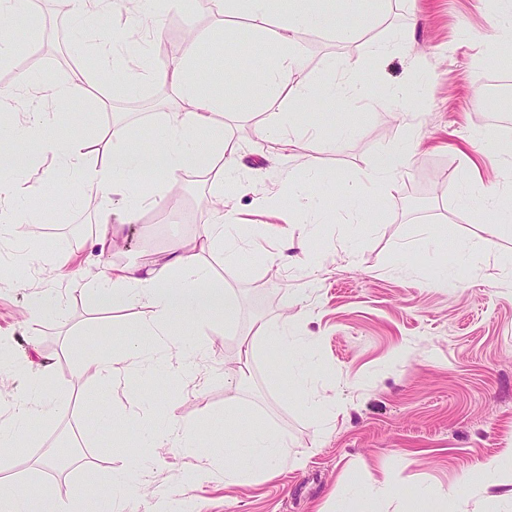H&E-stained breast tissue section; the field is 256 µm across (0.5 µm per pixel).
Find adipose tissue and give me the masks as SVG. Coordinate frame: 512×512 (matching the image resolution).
I'll use <instances>...</instances> for the list:
<instances>
[{"label": "adipose tissue", "mask_w": 512, "mask_h": 512, "mask_svg": "<svg viewBox=\"0 0 512 512\" xmlns=\"http://www.w3.org/2000/svg\"><path fill=\"white\" fill-rule=\"evenodd\" d=\"M335 0H289L288 14L280 24L273 43L274 58L264 71L269 81L291 85L298 101L306 103L326 97L346 103L353 94L362 92L363 81L356 65L346 64V81L341 85H322L305 74L297 54V41L303 28L335 26ZM157 82L171 85L190 111L165 113L156 126L154 137L127 147L131 136L127 124L112 125V148L102 164L87 161L89 144L84 140H61L53 133L48 113L38 106L50 100L68 97L81 81L80 75L59 83L31 85L19 80L18 86L31 90L36 109L17 115L8 97L0 98V133L14 138H35L56 160L57 171L77 183L86 199L97 203L101 247L116 246L119 238L113 227L112 204L121 201L139 210L144 205L159 204L166 187L177 184L180 173L197 168L216 167L212 220L203 225L199 245L181 240L170 242L165 260L149 265L116 263L100 273L90 298L104 307L148 306L151 315L125 339L115 351L81 361L79 372L95 384L87 399L96 404L102 420H111L110 410L98 402L101 391L120 381L117 363L137 367L150 336L167 335L169 321L178 319L207 323L216 312L232 316L237 301L233 293L217 282L203 253L219 249L227 263L242 256L241 249L225 246L224 237L232 224L238 223V210L231 202L234 195L248 191L249 176L241 161L240 146L224 136V102L205 93L195 67V46L187 44L182 54L170 65L155 72ZM297 122L293 112L277 113L274 122L260 130V158L270 161L289 156L294 148L291 131ZM409 148L382 154L376 163L362 172L358 180L342 176L337 180L343 200H364L367 192L378 185H391L394 176L407 165ZM31 163L30 158L13 152L0 153V236L14 228L17 213L12 205L18 193V176ZM25 373L30 385L14 401L7 420L0 422V453L9 454L17 440L30 428L33 420L56 417L74 399L72 390L52 385L53 364L24 358L15 362L0 361V378ZM145 447L160 450L179 448L196 460L185 474L189 483L210 478L215 459L211 449L202 445L201 436L172 423L148 429L143 435ZM288 438L268 431L243 433L232 445L231 453L238 463L224 469L225 484L246 482L278 474L288 464ZM0 512H69L67 506L52 494L36 498L19 492L16 483L0 479Z\"/></svg>", "instance_id": "obj_1"}]
</instances>
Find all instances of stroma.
Masks as SVG:
<instances>
[{
	"instance_id": "stroma-1",
	"label": "stroma",
	"mask_w": 512,
	"mask_h": 512,
	"mask_svg": "<svg viewBox=\"0 0 512 512\" xmlns=\"http://www.w3.org/2000/svg\"><path fill=\"white\" fill-rule=\"evenodd\" d=\"M336 14L350 34L303 31L304 68L326 83L340 76L343 62L356 63L364 93L341 106L327 99L312 104L293 134V158L265 164L254 153L257 129L271 113L293 109V93L289 86L266 84L259 66L240 62L233 43L214 34L235 31L259 55L267 51L278 18H270L258 37L246 16L211 0H184L161 20L177 50L187 25L207 33L197 48L198 73L206 90L226 101L225 132L240 144L256 190L285 200L295 164L314 169L329 186L370 168L382 152L408 142L415 148L392 187L375 191L368 212L323 194L313 201L324 209V223L288 225L289 233L306 237L319 251L317 267L298 266L296 249L273 267L232 266L221 251L208 252L215 278L235 294L238 309L206 325L172 324L175 334L208 346L199 379L171 377L161 358L149 371H129L128 384L103 397L112 410L107 424L81 400L88 382L78 366L82 358L120 347L150 310L104 308L87 291L112 263L143 262L159 257L172 238L192 240L211 217L212 183L183 177L173 200L133 219L123 203H114L112 223L123 247L103 252L94 244L96 210L71 184L52 183L51 154L16 140L17 150L35 160L21 177L15 207H41L46 217L37 260H17L11 244L0 243V336L19 357L38 348L54 363L57 380L79 395L68 412L34 422L0 464V475L24 492L38 496L50 487L71 512H84L78 489L90 470L98 478L95 497L110 499L113 472L145 452L130 401L131 391L140 390L157 393V422L192 427L208 446L224 445V403L233 401L240 432L276 427L302 461L238 486L225 485L219 468L192 486L184 474L194 458L166 449L154 484L166 499L190 501L196 512H342L356 499V487H370L386 473L399 495L370 499L365 512H438L439 494L463 479L469 495L452 501L447 512H512V489H484L480 471L512 458V272L506 267L512 224L501 223L495 211L460 204L468 179L464 152L471 153L486 185L512 188V169L493 149L512 144V49L502 45L500 29L505 7L501 0H384L377 8L364 0L350 11L338 0ZM40 16L41 27L31 31L28 11L14 14L19 44L12 61L0 66V93L13 95L22 74L39 81L68 78L70 69L60 60L64 45L53 34L61 21L79 51L84 80L69 98L49 104L56 135H103L118 115L136 139L151 138L166 104L176 100L174 90L148 80L130 88L119 75L100 76L101 38H118L122 26L139 20L136 7H116L95 30L75 16H59L52 0H45ZM395 37L401 40L398 52L376 59V46ZM399 82L412 86L414 104L394 119L376 104ZM240 93L254 101L251 112L237 111ZM106 98L112 101L108 112L99 107ZM81 216L87 230L69 241ZM434 229L440 238L431 237ZM47 284L60 304L30 318L31 289ZM292 295L302 299L293 309V334L314 343L308 391L334 397L335 411L309 408L293 391L283 356L261 346L249 358L247 379H237L251 323L278 320ZM48 449L65 456L77 451L82 459L32 474V460Z\"/></svg>"
}]
</instances>
